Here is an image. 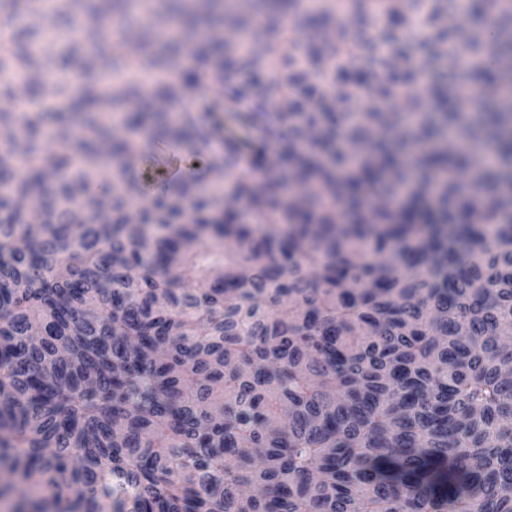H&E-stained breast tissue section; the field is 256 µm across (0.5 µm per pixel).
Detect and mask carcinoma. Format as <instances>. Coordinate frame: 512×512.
<instances>
[{
	"mask_svg": "<svg viewBox=\"0 0 512 512\" xmlns=\"http://www.w3.org/2000/svg\"><path fill=\"white\" fill-rule=\"evenodd\" d=\"M25 2L0 14L7 488L53 512H512V0H139L181 38L130 52L104 27L129 0ZM347 72L378 79L354 119ZM474 83L481 113L426 104ZM205 87L207 114L289 91L252 113L278 161L248 144L233 223L236 143L170 119ZM158 141L208 179L144 195ZM490 141L511 149L479 166Z\"/></svg>",
	"mask_w": 512,
	"mask_h": 512,
	"instance_id": "1",
	"label": "carcinoma"
}]
</instances>
